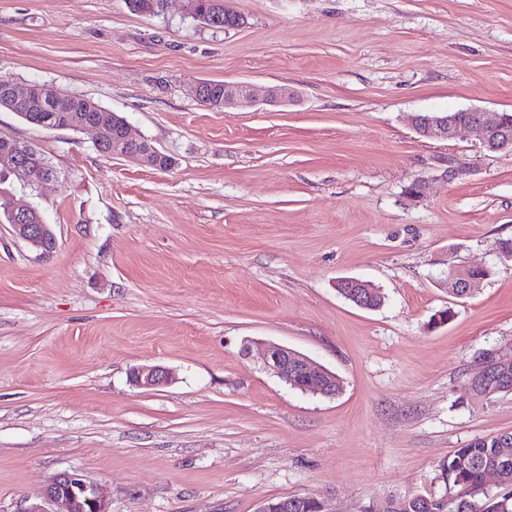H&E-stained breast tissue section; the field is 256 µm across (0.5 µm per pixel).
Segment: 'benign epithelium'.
<instances>
[{
	"label": "benign epithelium",
	"instance_id": "benign-epithelium-1",
	"mask_svg": "<svg viewBox=\"0 0 512 512\" xmlns=\"http://www.w3.org/2000/svg\"><path fill=\"white\" fill-rule=\"evenodd\" d=\"M0 94L16 104L24 105L37 92L33 87L19 88L11 82L0 87ZM240 96H247L268 104H284L293 98V94L286 88L269 89L253 85L224 84L223 107L230 106ZM472 117L461 119L452 117H433L415 114L411 124L417 134L437 139H451L462 128L475 130L482 146L491 152H512V118L503 113L488 112L482 109L471 110ZM110 124L109 113L96 110L85 123L78 126L80 130L95 129L99 133L95 144H102L104 128ZM12 149L15 172L24 180L27 186H37L43 178L23 171L18 165V157L28 153V148L16 141L9 143ZM112 154L131 155L152 167H158L159 160L164 154L159 152L147 141L135 137L130 128H125V135L119 141H112ZM16 237L32 245L50 252L55 247V239L49 225L41 224H14L12 225ZM473 268L463 270L453 269L446 279L449 288L472 289L479 286L480 281L471 277ZM498 361V369L508 373L512 365V355H504L498 350L483 353L479 358V368L473 380L482 383L490 375L486 363L489 359ZM264 363L282 382L296 385L297 380L305 377L309 386L329 396L336 395L339 386L336 375L328 372L308 356L301 354L287 346L279 344L267 345L264 352ZM172 380V372L160 365L144 366L133 374V381L139 387L154 389L168 384ZM42 496L53 506L51 512H108L106 499L97 483L87 479L76 472H61L51 478L42 490Z\"/></svg>",
	"mask_w": 512,
	"mask_h": 512
}]
</instances>
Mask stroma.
Instances as JSON below:
<instances>
[{
    "label": "stroma",
    "mask_w": 512,
    "mask_h": 512,
    "mask_svg": "<svg viewBox=\"0 0 512 512\" xmlns=\"http://www.w3.org/2000/svg\"><path fill=\"white\" fill-rule=\"evenodd\" d=\"M0 0V77L125 117L168 169L0 109V137L52 173L37 208L51 253L0 222V512H47L62 471L110 512H255L318 494L361 512L442 494L438 465L512 431V393L460 403L483 351L512 352V152L474 132L419 136L418 113H512V0ZM204 81L284 87L293 102L202 105ZM455 170L454 178L444 173ZM426 181L423 199L407 197ZM489 275L449 294L451 269ZM358 278L383 306L334 284ZM451 310L448 323L432 318ZM335 373L290 389L265 344ZM171 369L147 390L132 374ZM192 4L191 15L204 17L218 28L239 26L244 22L241 14L224 11V0H189ZM242 21V22H241Z\"/></svg>",
    "instance_id": "stroma-1"
}]
</instances>
